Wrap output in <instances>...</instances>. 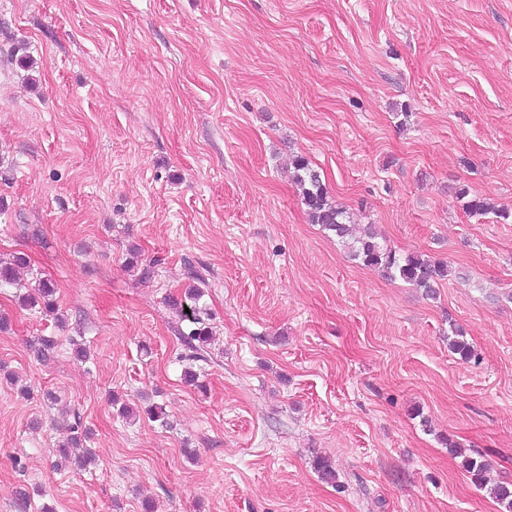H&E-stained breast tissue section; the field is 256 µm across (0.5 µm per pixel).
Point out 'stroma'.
Listing matches in <instances>:
<instances>
[{"instance_id": "stroma-1", "label": "stroma", "mask_w": 512, "mask_h": 512, "mask_svg": "<svg viewBox=\"0 0 512 512\" xmlns=\"http://www.w3.org/2000/svg\"><path fill=\"white\" fill-rule=\"evenodd\" d=\"M295 155L461 277L430 297L352 260ZM462 187L512 214V0H0V258L63 316L0 287V512H504L449 449L512 484V217ZM191 286L194 386L167 304ZM457 198L463 200V206L474 217H482L487 214H498L499 217L507 219L509 214L501 212L490 198L471 196L466 188H460L457 192ZM201 297V291L198 288H188L184 292V299L182 297L180 299L170 297L168 300V303L178 310L184 321L197 325V327L191 329L187 335L182 336L185 345L193 351L189 360H202V357L198 356V350L200 344L203 346L209 339L208 327L205 326V323H203V320L200 318L198 303ZM185 307L189 308L190 313H185ZM194 342H198L199 347H197Z\"/></svg>"}]
</instances>
